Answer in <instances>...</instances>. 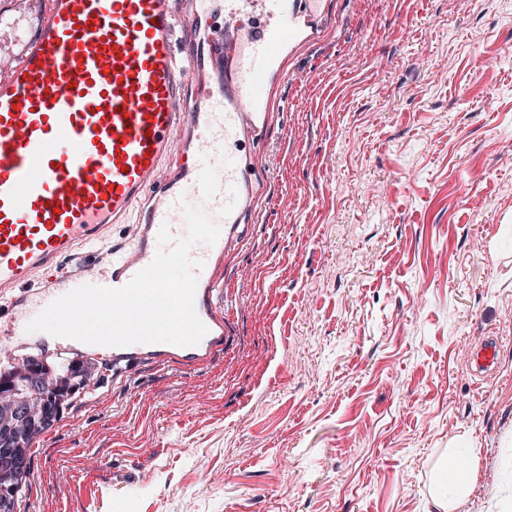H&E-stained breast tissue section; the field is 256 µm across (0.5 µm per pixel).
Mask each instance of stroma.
<instances>
[{
	"mask_svg": "<svg viewBox=\"0 0 512 512\" xmlns=\"http://www.w3.org/2000/svg\"><path fill=\"white\" fill-rule=\"evenodd\" d=\"M47 2L0 0V79ZM289 66L206 361L0 336L113 363L34 440L20 512H434L451 461L458 512H512V0H332ZM498 341L487 339L481 346L475 348L471 355L472 366L478 373L490 372L497 367Z\"/></svg>",
	"mask_w": 512,
	"mask_h": 512,
	"instance_id": "stroma-1",
	"label": "stroma"
}]
</instances>
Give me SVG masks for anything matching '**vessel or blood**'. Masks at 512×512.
Segmentation results:
<instances>
[{
    "instance_id": "b4317fda",
    "label": "vessel or blood",
    "mask_w": 512,
    "mask_h": 512,
    "mask_svg": "<svg viewBox=\"0 0 512 512\" xmlns=\"http://www.w3.org/2000/svg\"><path fill=\"white\" fill-rule=\"evenodd\" d=\"M209 0H49L22 62L0 80V297L19 292L37 315L72 289L126 285L169 225L187 234L184 205L218 223L196 244L195 310L205 359L223 321L210 304L224 254L260 195L256 148L278 107L288 60L319 36L322 0H230L212 24ZM136 224L134 247L113 225ZM498 342L475 348L476 372L497 366Z\"/></svg>"
}]
</instances>
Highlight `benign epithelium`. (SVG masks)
<instances>
[{
	"label": "benign epithelium",
	"mask_w": 512,
	"mask_h": 512,
	"mask_svg": "<svg viewBox=\"0 0 512 512\" xmlns=\"http://www.w3.org/2000/svg\"><path fill=\"white\" fill-rule=\"evenodd\" d=\"M17 375L25 380L30 394L23 397L0 391V409H4V417L0 419V438L3 440L16 434L20 425L35 416L48 429L55 424L57 418L55 410L42 401L43 392L49 387L47 376L29 365L19 367ZM10 465L18 479L24 480L28 477V455L11 456Z\"/></svg>",
	"instance_id": "obj_1"
}]
</instances>
